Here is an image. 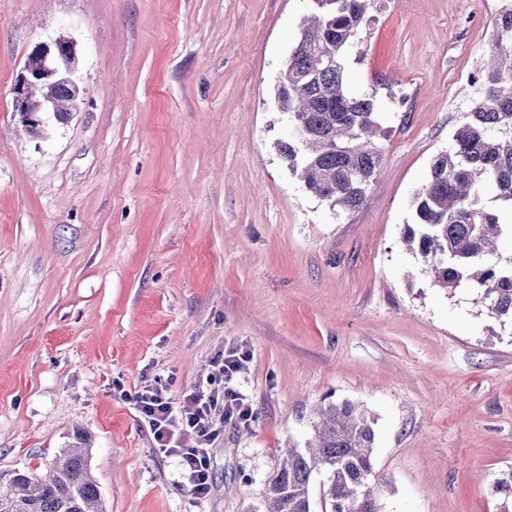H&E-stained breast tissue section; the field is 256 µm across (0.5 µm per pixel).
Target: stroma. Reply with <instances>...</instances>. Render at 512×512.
Returning a JSON list of instances; mask_svg holds the SVG:
<instances>
[{
    "label": "stroma",
    "mask_w": 512,
    "mask_h": 512,
    "mask_svg": "<svg viewBox=\"0 0 512 512\" xmlns=\"http://www.w3.org/2000/svg\"><path fill=\"white\" fill-rule=\"evenodd\" d=\"M499 0H373L347 53L384 135L344 212L283 162L276 78L311 0H0V471L89 439L104 512H266L316 409L375 420L384 512H502L512 320L433 286L401 242L492 51ZM76 43L78 110L41 137L12 88L33 45ZM248 356L225 383L216 360ZM232 386L196 498L130 395ZM224 402V419L236 418L241 421H248L252 417V410L248 404L229 386L224 387V395L222 403Z\"/></svg>",
    "instance_id": "35a3bbf8"
}]
</instances>
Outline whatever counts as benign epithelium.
I'll use <instances>...</instances> for the list:
<instances>
[{"mask_svg":"<svg viewBox=\"0 0 512 512\" xmlns=\"http://www.w3.org/2000/svg\"><path fill=\"white\" fill-rule=\"evenodd\" d=\"M75 62L76 43L64 36L39 42L28 54L13 86V112L31 135H42L45 116L50 114L62 123L73 114L80 93L74 77ZM58 84H68L75 90L65 109L59 108L55 98L48 93Z\"/></svg>","mask_w":512,"mask_h":512,"instance_id":"benign-epithelium-1","label":"benign epithelium"}]
</instances>
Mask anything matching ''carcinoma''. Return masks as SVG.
Instances as JSON below:
<instances>
[{"instance_id": "1", "label": "carcinoma", "mask_w": 512, "mask_h": 512, "mask_svg": "<svg viewBox=\"0 0 512 512\" xmlns=\"http://www.w3.org/2000/svg\"><path fill=\"white\" fill-rule=\"evenodd\" d=\"M371 0H315L288 64L277 79L278 99L295 134L279 143L288 168L308 191L333 207L356 211L379 172L380 115L373 97L355 96L346 84V53L370 17ZM493 54L475 82L480 91L463 114L448 150L437 154L412 201V223L402 242L423 259L442 288L465 282L488 313L512 319V254L500 251L512 237V0L493 19ZM496 188L488 204L483 187ZM316 446L288 448L266 488V512H311L314 474L328 473L330 512H381L386 483L374 467V420L343 401L318 408ZM100 493L77 442L49 462L36 479L25 470L0 472V512H102Z\"/></svg>"}]
</instances>
